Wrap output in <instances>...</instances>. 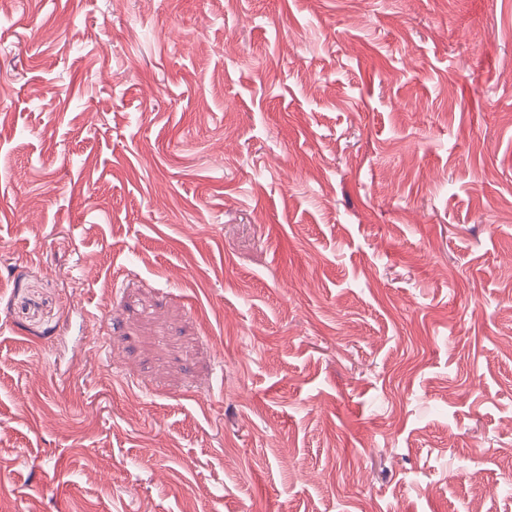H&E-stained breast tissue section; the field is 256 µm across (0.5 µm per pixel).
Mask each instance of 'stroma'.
<instances>
[{
  "mask_svg": "<svg viewBox=\"0 0 512 512\" xmlns=\"http://www.w3.org/2000/svg\"><path fill=\"white\" fill-rule=\"evenodd\" d=\"M0 512H512V0H10Z\"/></svg>",
  "mask_w": 512,
  "mask_h": 512,
  "instance_id": "obj_1",
  "label": "stroma"
}]
</instances>
